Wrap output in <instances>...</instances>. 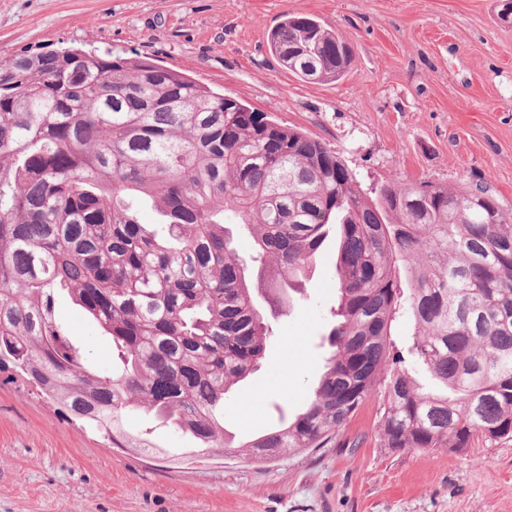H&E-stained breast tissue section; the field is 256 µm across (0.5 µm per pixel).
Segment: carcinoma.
Listing matches in <instances>:
<instances>
[{
    "label": "carcinoma",
    "instance_id": "cac0c4a2",
    "mask_svg": "<svg viewBox=\"0 0 512 512\" xmlns=\"http://www.w3.org/2000/svg\"><path fill=\"white\" fill-rule=\"evenodd\" d=\"M268 45L307 83L339 81L354 61L310 17L284 16ZM374 194L326 143L146 56L0 59V370L118 448L154 450L126 431L140 409L224 448L226 396L273 337L255 296L287 315L337 224L324 373L299 413L283 402L280 424L247 440L251 455L323 448L377 392L394 451L512 440V212L481 184L397 180ZM146 205L161 229L140 222ZM230 222L254 240L248 262ZM62 295L109 337L110 363L68 334ZM398 317L415 327L402 348Z\"/></svg>",
    "mask_w": 512,
    "mask_h": 512
}]
</instances>
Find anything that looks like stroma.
Here are the masks:
<instances>
[{
    "instance_id": "35a3bbf8",
    "label": "stroma",
    "mask_w": 512,
    "mask_h": 512,
    "mask_svg": "<svg viewBox=\"0 0 512 512\" xmlns=\"http://www.w3.org/2000/svg\"><path fill=\"white\" fill-rule=\"evenodd\" d=\"M503 0H0V58L27 47L109 50L164 67L330 144L363 190L392 180L451 188L481 182L512 211V23ZM328 23L355 51L334 83H306L270 54L283 15ZM335 237L321 246L306 295L276 328L241 397L224 405L236 445L200 457L196 441L151 416L156 455L104 434L0 372V512H512V441L386 448L371 397L324 448L257 460L242 443L296 412L324 366L320 338L336 304ZM60 318L93 364L108 339L70 302Z\"/></svg>"
}]
</instances>
